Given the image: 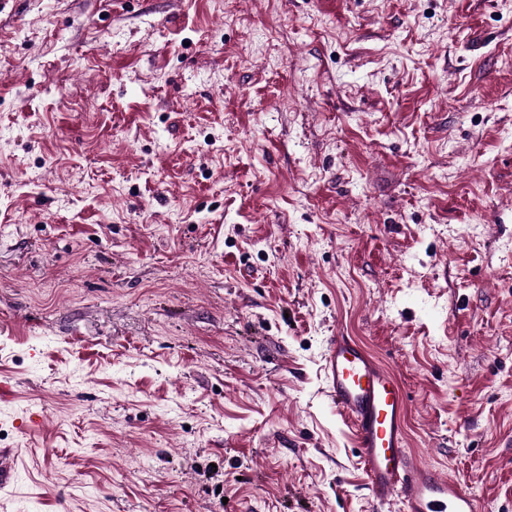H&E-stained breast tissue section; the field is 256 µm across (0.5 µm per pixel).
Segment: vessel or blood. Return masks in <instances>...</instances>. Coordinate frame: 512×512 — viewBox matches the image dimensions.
<instances>
[{"label":"vessel or blood","instance_id":"obj_1","mask_svg":"<svg viewBox=\"0 0 512 512\" xmlns=\"http://www.w3.org/2000/svg\"><path fill=\"white\" fill-rule=\"evenodd\" d=\"M329 397L351 424L374 506L398 512H488L459 481L416 463L407 447L408 395L355 338L331 337L324 358Z\"/></svg>","mask_w":512,"mask_h":512}]
</instances>
